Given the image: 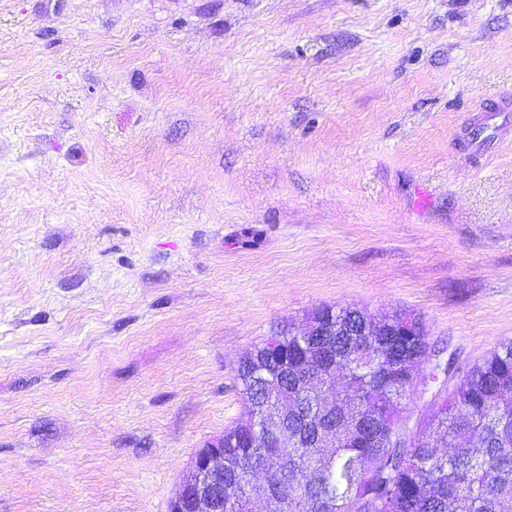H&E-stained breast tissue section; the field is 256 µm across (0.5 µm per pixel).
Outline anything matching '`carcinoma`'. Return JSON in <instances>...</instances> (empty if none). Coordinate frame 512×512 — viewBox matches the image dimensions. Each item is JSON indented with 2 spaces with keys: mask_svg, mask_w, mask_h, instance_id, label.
<instances>
[{
  "mask_svg": "<svg viewBox=\"0 0 512 512\" xmlns=\"http://www.w3.org/2000/svg\"><path fill=\"white\" fill-rule=\"evenodd\" d=\"M317 313L337 328L322 343L334 348L344 382L336 386V410L327 413L293 376L282 383L303 405L288 419L300 447L285 449L281 477L270 483L282 512H500L512 502V339L460 371L407 434L409 388L421 377L418 366L435 355L421 318L396 312L390 318L413 323L412 335L382 336L364 309L324 306ZM271 345L290 357L299 352L286 331L254 352L263 355ZM238 377L244 419L262 404L250 359ZM320 427L336 429L335 447H319ZM272 452L246 447L232 429L224 433V512L255 493V470Z\"/></svg>",
  "mask_w": 512,
  "mask_h": 512,
  "instance_id": "carcinoma-1",
  "label": "carcinoma"
}]
</instances>
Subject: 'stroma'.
I'll list each match as a JSON object with an SVG mask.
<instances>
[{"mask_svg": "<svg viewBox=\"0 0 512 512\" xmlns=\"http://www.w3.org/2000/svg\"><path fill=\"white\" fill-rule=\"evenodd\" d=\"M335 305L512 339V0H0V512H168Z\"/></svg>", "mask_w": 512, "mask_h": 512, "instance_id": "obj_1", "label": "stroma"}]
</instances>
